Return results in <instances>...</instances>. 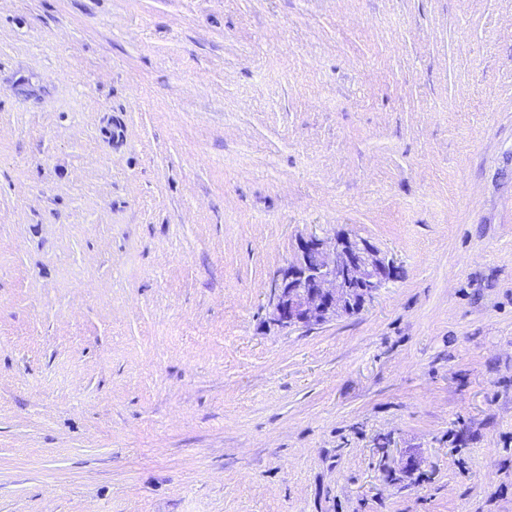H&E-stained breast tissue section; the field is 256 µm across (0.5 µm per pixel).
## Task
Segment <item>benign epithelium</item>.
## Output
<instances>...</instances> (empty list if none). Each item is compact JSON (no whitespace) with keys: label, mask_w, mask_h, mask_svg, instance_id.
Masks as SVG:
<instances>
[{"label":"benign epithelium","mask_w":512,"mask_h":512,"mask_svg":"<svg viewBox=\"0 0 512 512\" xmlns=\"http://www.w3.org/2000/svg\"><path fill=\"white\" fill-rule=\"evenodd\" d=\"M400 274L374 243L348 231L301 238L293 261L277 276L270 319L282 327L318 325L355 313Z\"/></svg>","instance_id":"1"}]
</instances>
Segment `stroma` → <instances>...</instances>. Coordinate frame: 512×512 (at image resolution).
Listing matches in <instances>:
<instances>
[{"instance_id":"1","label":"stroma","mask_w":512,"mask_h":512,"mask_svg":"<svg viewBox=\"0 0 512 512\" xmlns=\"http://www.w3.org/2000/svg\"><path fill=\"white\" fill-rule=\"evenodd\" d=\"M0 512H512V0H0ZM400 274L374 243L348 231L301 238L293 261L277 276L270 319L282 327L318 325L358 312Z\"/></svg>"}]
</instances>
